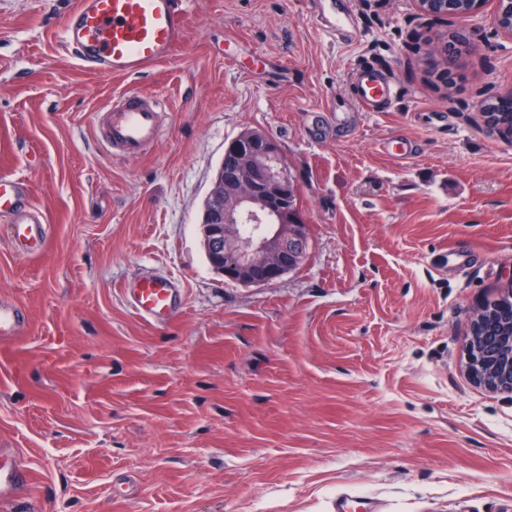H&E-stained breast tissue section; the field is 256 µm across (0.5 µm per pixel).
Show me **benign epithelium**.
<instances>
[{
	"label": "benign epithelium",
	"mask_w": 512,
	"mask_h": 512,
	"mask_svg": "<svg viewBox=\"0 0 512 512\" xmlns=\"http://www.w3.org/2000/svg\"><path fill=\"white\" fill-rule=\"evenodd\" d=\"M279 143L250 131L228 141L199 223L210 266L224 278L247 286L277 282L305 260L309 224L298 208L288 207L292 184L281 163ZM235 215L252 225L242 237ZM486 310L475 313L467 344V371L491 391L512 392V335L484 330Z\"/></svg>",
	"instance_id": "benign-epithelium-1"
}]
</instances>
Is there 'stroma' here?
<instances>
[{"mask_svg": "<svg viewBox=\"0 0 512 512\" xmlns=\"http://www.w3.org/2000/svg\"><path fill=\"white\" fill-rule=\"evenodd\" d=\"M188 0L170 60L105 77L65 53L76 0H0V172L54 226L19 256L0 218V297L27 329L0 347V448L35 478L0 512H328L336 492L382 512H512V393L465 372L476 310L512 287V137L480 106L512 93L495 9L432 18L414 0ZM460 31L453 75L426 43ZM369 65L400 89L352 109ZM128 89L161 99L160 139L113 155L94 112ZM352 117L315 139L312 110ZM259 128L300 188L309 249L268 286L209 265L203 201L226 142ZM387 138L417 143L403 163ZM475 261L461 270L448 252ZM173 279L154 324L128 281Z\"/></svg>", "mask_w": 512, "mask_h": 512, "instance_id": "1", "label": "stroma"}]
</instances>
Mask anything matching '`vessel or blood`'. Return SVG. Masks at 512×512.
<instances>
[{
	"label": "vessel or blood",
	"mask_w": 512,
	"mask_h": 512,
	"mask_svg": "<svg viewBox=\"0 0 512 512\" xmlns=\"http://www.w3.org/2000/svg\"><path fill=\"white\" fill-rule=\"evenodd\" d=\"M183 0H77L62 26V41L85 67L108 76L134 77L169 59L186 28ZM357 109L389 108L398 90L381 71L364 67L352 77ZM163 104L130 89L103 109L105 136L115 155L133 157L153 143L161 130ZM0 217L8 220V238L24 257L40 255L48 240V220L25 200L19 178L0 174ZM128 301L145 320L164 322L177 313L181 290L168 278L146 275L126 290ZM22 310L0 298V345L12 343L24 329ZM33 484L11 449L0 448V502L14 499Z\"/></svg>",
	"instance_id": "vessel-or-blood-1"
}]
</instances>
